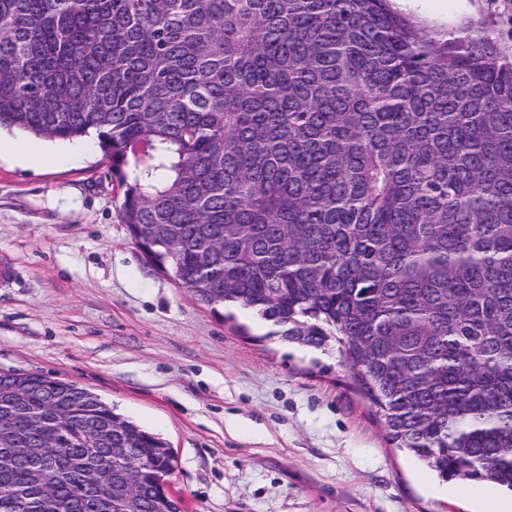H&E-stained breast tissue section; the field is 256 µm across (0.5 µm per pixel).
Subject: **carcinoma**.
I'll return each instance as SVG.
<instances>
[{"instance_id":"cac0c4a2","label":"carcinoma","mask_w":512,"mask_h":512,"mask_svg":"<svg viewBox=\"0 0 512 512\" xmlns=\"http://www.w3.org/2000/svg\"><path fill=\"white\" fill-rule=\"evenodd\" d=\"M0 129L95 137L146 262L335 344L399 447L512 490V57L492 32L391 0H0ZM21 378L0 512H180L161 437Z\"/></svg>"}]
</instances>
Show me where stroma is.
<instances>
[{
    "mask_svg": "<svg viewBox=\"0 0 512 512\" xmlns=\"http://www.w3.org/2000/svg\"><path fill=\"white\" fill-rule=\"evenodd\" d=\"M440 31L487 29L512 54V0H408ZM54 161L0 155V373H38L98 394L164 438L181 512H482L511 495L458 492L352 387L336 349L227 320L154 271L116 216L95 139L52 144Z\"/></svg>",
    "mask_w": 512,
    "mask_h": 512,
    "instance_id": "stroma-1",
    "label": "stroma"
}]
</instances>
